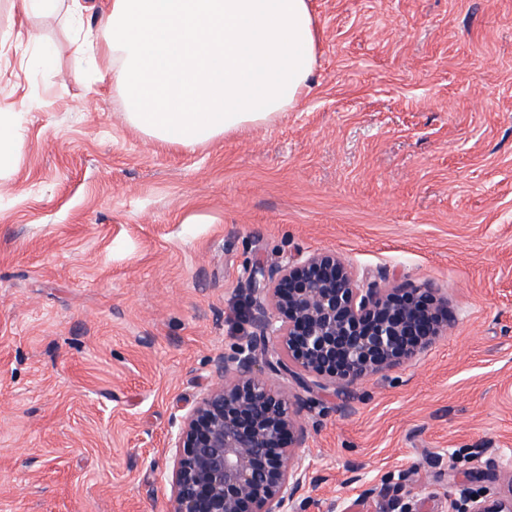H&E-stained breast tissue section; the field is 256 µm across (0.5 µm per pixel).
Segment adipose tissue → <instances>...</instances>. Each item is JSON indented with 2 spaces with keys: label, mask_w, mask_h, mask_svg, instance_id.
Instances as JSON below:
<instances>
[{
  "label": "adipose tissue",
  "mask_w": 512,
  "mask_h": 512,
  "mask_svg": "<svg viewBox=\"0 0 512 512\" xmlns=\"http://www.w3.org/2000/svg\"><path fill=\"white\" fill-rule=\"evenodd\" d=\"M14 2L26 16L64 11L128 123L185 148L294 110L317 64L309 0H112L100 41L84 26L86 0Z\"/></svg>",
  "instance_id": "adipose-tissue-1"
}]
</instances>
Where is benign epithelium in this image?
Returning a JSON list of instances; mask_svg holds the SVG:
<instances>
[{
    "mask_svg": "<svg viewBox=\"0 0 512 512\" xmlns=\"http://www.w3.org/2000/svg\"><path fill=\"white\" fill-rule=\"evenodd\" d=\"M245 305L252 332L215 360L222 382L173 423L172 512H296L309 479L298 454L307 402L276 391L269 377L291 375L309 392L342 396L455 324L434 289L396 288L388 276L366 284L332 252L257 263ZM497 478L507 494L470 512H512V466Z\"/></svg>",
    "mask_w": 512,
    "mask_h": 512,
    "instance_id": "1",
    "label": "benign epithelium"
}]
</instances>
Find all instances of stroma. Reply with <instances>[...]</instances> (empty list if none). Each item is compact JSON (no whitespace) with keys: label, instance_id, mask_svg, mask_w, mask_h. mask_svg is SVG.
<instances>
[{"label":"stroma","instance_id":"stroma-1","mask_svg":"<svg viewBox=\"0 0 512 512\" xmlns=\"http://www.w3.org/2000/svg\"><path fill=\"white\" fill-rule=\"evenodd\" d=\"M298 107L191 148L131 127L66 18L0 0V512H170L167 442L250 326L253 266L333 251L456 325L314 397L298 512H448L512 460V0H311ZM29 29L34 42L9 39ZM49 46L48 66L23 62ZM13 112L0 113V171L14 167L20 152V141L14 131Z\"/></svg>","mask_w":512,"mask_h":512}]
</instances>
